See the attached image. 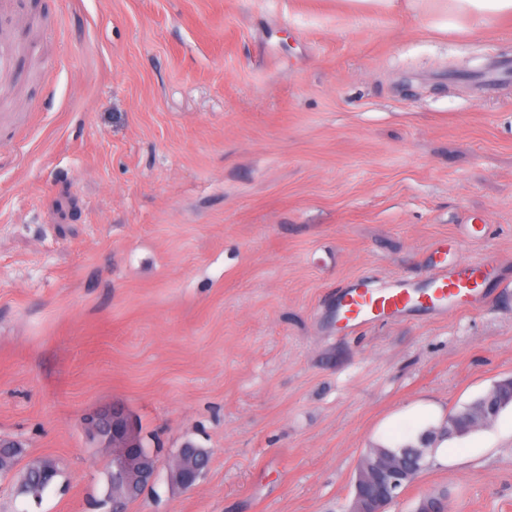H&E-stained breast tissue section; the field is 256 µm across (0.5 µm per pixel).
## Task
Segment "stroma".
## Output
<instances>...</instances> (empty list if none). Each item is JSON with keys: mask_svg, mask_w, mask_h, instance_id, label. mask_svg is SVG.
I'll return each mask as SVG.
<instances>
[{"mask_svg": "<svg viewBox=\"0 0 512 512\" xmlns=\"http://www.w3.org/2000/svg\"><path fill=\"white\" fill-rule=\"evenodd\" d=\"M343 0H0V436L57 463L0 512H106L119 407L156 455L128 512H347L363 452L512 378V288L348 330L342 288L449 260L512 277V19ZM387 506L512 512V406ZM209 464L170 479L186 446ZM344 0L353 11L359 12L370 9H416L424 0Z\"/></svg>", "mask_w": 512, "mask_h": 512, "instance_id": "stroma-1", "label": "stroma"}]
</instances>
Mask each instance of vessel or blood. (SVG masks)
<instances>
[{"mask_svg": "<svg viewBox=\"0 0 512 512\" xmlns=\"http://www.w3.org/2000/svg\"><path fill=\"white\" fill-rule=\"evenodd\" d=\"M503 264L489 256L475 262L449 263L445 251H438L425 283L398 279L378 286L359 279L339 296L337 310L345 324L359 327L390 320L414 308L437 312L477 309L489 283H502Z\"/></svg>", "mask_w": 512, "mask_h": 512, "instance_id": "obj_1", "label": "vessel or blood"}]
</instances>
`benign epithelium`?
I'll return each instance as SVG.
<instances>
[{"instance_id":"benign-epithelium-1","label":"benign epithelium","mask_w":512,"mask_h":512,"mask_svg":"<svg viewBox=\"0 0 512 512\" xmlns=\"http://www.w3.org/2000/svg\"><path fill=\"white\" fill-rule=\"evenodd\" d=\"M87 426L102 447L112 449V483L124 489L112 497L109 512H127L126 504L141 495L144 484L152 482L154 458L142 447L133 420L118 409L88 419ZM403 471L401 461L388 459L375 472L357 475L360 496L355 498L353 510L382 512L398 496Z\"/></svg>"}]
</instances>
